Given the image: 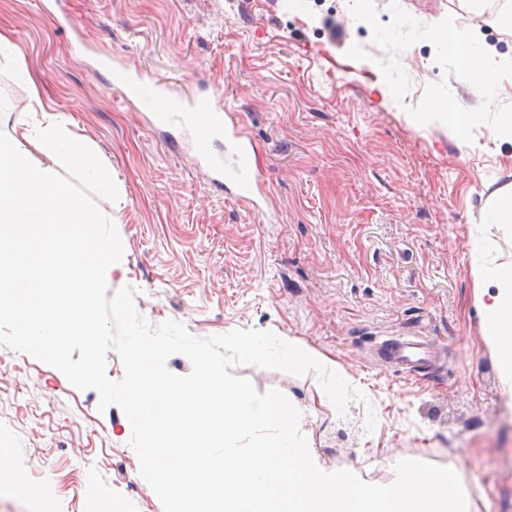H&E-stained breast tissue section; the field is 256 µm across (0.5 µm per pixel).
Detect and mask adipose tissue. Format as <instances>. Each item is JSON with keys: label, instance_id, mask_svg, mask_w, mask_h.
<instances>
[{"label": "adipose tissue", "instance_id": "adipose-tissue-1", "mask_svg": "<svg viewBox=\"0 0 512 512\" xmlns=\"http://www.w3.org/2000/svg\"><path fill=\"white\" fill-rule=\"evenodd\" d=\"M62 165L81 171L102 196L112 195L111 168L66 116L32 112L10 134L0 135V317L17 320L22 335L59 363L66 358L60 337L89 345L96 290L124 273L121 241L106 242L98 233L109 216L87 206L59 178ZM23 244L38 255L56 254L82 267L79 291L29 283L19 255ZM470 257L481 285L482 335L497 359L502 396L512 408V265H488L477 239Z\"/></svg>", "mask_w": 512, "mask_h": 512}]
</instances>
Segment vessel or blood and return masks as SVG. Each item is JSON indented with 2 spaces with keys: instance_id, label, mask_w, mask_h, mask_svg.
<instances>
[{
  "instance_id": "obj_1",
  "label": "vessel or blood",
  "mask_w": 512,
  "mask_h": 512,
  "mask_svg": "<svg viewBox=\"0 0 512 512\" xmlns=\"http://www.w3.org/2000/svg\"><path fill=\"white\" fill-rule=\"evenodd\" d=\"M109 85L123 101L151 112L155 124L169 126L180 122L190 126L198 138L194 162L212 184L219 187L231 184L236 197L249 203L262 195L264 182L252 163V141L226 108L221 88L212 86L202 93L186 96L161 89L153 78L123 73L114 75ZM220 139L232 150V165H225L223 158L208 151V143ZM379 352L389 366L410 373L418 372L430 358L427 344L419 336L382 343Z\"/></svg>"
}]
</instances>
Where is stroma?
Instances as JSON below:
<instances>
[{
    "instance_id": "obj_1",
    "label": "stroma",
    "mask_w": 512,
    "mask_h": 512,
    "mask_svg": "<svg viewBox=\"0 0 512 512\" xmlns=\"http://www.w3.org/2000/svg\"><path fill=\"white\" fill-rule=\"evenodd\" d=\"M0 0V31L37 77L43 102L72 117L111 167L117 192L101 196L75 170L58 173L112 217L125 274L108 288L137 289L151 325L168 320L198 338L270 331L311 351L359 388L338 415L314 374L237 364L232 375L310 409L302 431L329 467L391 478L397 461L455 466L481 488L478 512H512V415L476 307L469 246L512 264V227L483 220L492 191L512 181V145L487 125L462 148L408 111L447 80L469 109L472 84L444 77L427 40L410 45V88L396 101L379 62L389 51L353 18L349 0ZM414 19L479 27L512 57L499 0L468 13L461 0H398ZM361 45L368 59L348 58ZM127 67L192 93L210 85L250 133L265 180L259 207L210 185L176 127L121 101L105 67ZM423 337L433 360L409 374L381 365L376 345ZM20 371L0 379V446L23 478L48 488L60 512H163L140 474L132 428L94 390L0 345ZM376 426L366 431L367 415ZM102 452L81 468L74 451Z\"/></svg>"
}]
</instances>
